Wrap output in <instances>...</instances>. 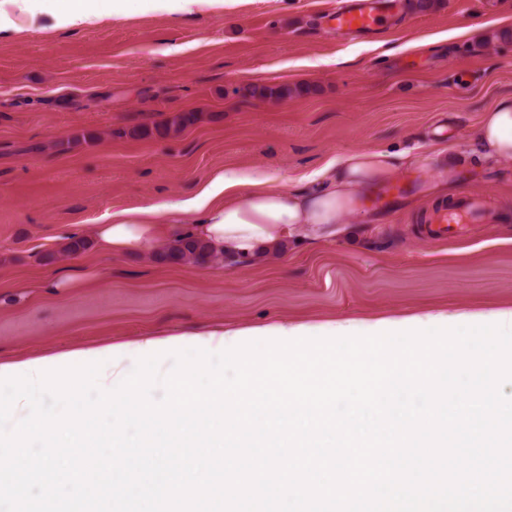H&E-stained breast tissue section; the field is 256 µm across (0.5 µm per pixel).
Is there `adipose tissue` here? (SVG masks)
Masks as SVG:
<instances>
[{
  "mask_svg": "<svg viewBox=\"0 0 512 512\" xmlns=\"http://www.w3.org/2000/svg\"><path fill=\"white\" fill-rule=\"evenodd\" d=\"M476 151L487 163L512 158V95L498 100L475 134ZM398 158L390 152H359L320 172L316 190H273L265 181H243L235 172L217 176L194 198L172 205L193 214L190 225L163 220L149 205L113 213L99 225L94 250L103 257L154 252L191 237L205 243L214 260L230 255L247 260L258 249L298 232L319 239L349 206L356 188L388 176Z\"/></svg>",
  "mask_w": 512,
  "mask_h": 512,
  "instance_id": "1",
  "label": "adipose tissue"
}]
</instances>
